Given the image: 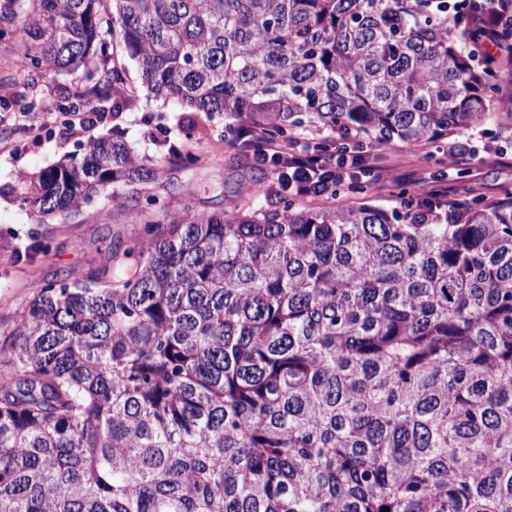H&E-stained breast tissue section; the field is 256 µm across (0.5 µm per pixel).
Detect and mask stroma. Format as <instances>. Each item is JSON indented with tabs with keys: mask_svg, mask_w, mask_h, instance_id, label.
<instances>
[{
	"mask_svg": "<svg viewBox=\"0 0 512 512\" xmlns=\"http://www.w3.org/2000/svg\"><path fill=\"white\" fill-rule=\"evenodd\" d=\"M108 50L133 88L135 102L94 125H69L67 115L59 110L76 84L84 81L83 72L52 73L10 89L14 105L0 118V360L9 357L21 314L42 288L102 264L114 245L130 248L141 236L134 211L113 203L106 192L93 194L70 217L30 211L24 202L26 177L68 157L82 159L88 141L116 130L134 156L157 167L168 160L169 146L192 145L199 162L195 169L183 173L186 187L180 195L170 196L158 181L148 185L173 211L186 207L200 212L226 209L232 201L247 198L254 183L271 178L270 167L255 163L246 148L235 142L229 120L218 116L204 121L202 129H192L187 112L154 100L122 43L110 40ZM32 100L40 102L41 110L30 122L20 109ZM404 156L429 181L441 178L451 186L473 187L490 199L503 189H512V147L475 163L464 175L452 169L444 137L425 146L405 147ZM367 163L382 174V181L345 195V202L365 201L399 210L402 187L388 178L396 170L390 147L372 150Z\"/></svg>",
	"mask_w": 512,
	"mask_h": 512,
	"instance_id": "35a3bbf8",
	"label": "stroma"
}]
</instances>
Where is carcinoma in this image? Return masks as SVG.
<instances>
[{
    "mask_svg": "<svg viewBox=\"0 0 512 512\" xmlns=\"http://www.w3.org/2000/svg\"><path fill=\"white\" fill-rule=\"evenodd\" d=\"M106 31L195 119L512 143V22L487 63L456 0H0L17 73L105 69L64 112L132 104ZM155 178L118 138L30 176L40 214L110 189L144 235L21 314L0 512H512L511 191L451 223L285 197L159 221L123 191Z\"/></svg>",
    "mask_w": 512,
    "mask_h": 512,
    "instance_id": "obj_1",
    "label": "carcinoma"
}]
</instances>
